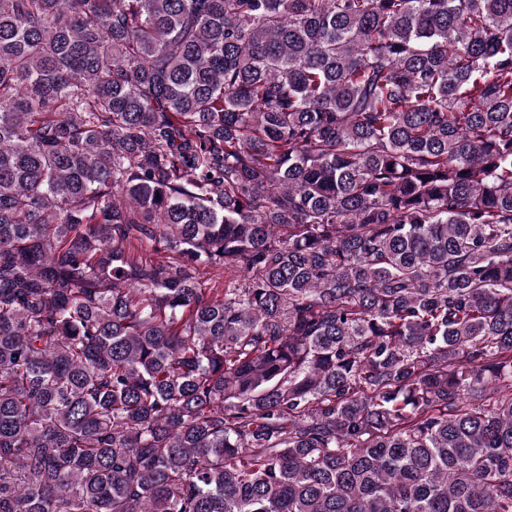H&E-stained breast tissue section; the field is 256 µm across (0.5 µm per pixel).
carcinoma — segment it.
<instances>
[{
    "label": "carcinoma",
    "mask_w": 512,
    "mask_h": 512,
    "mask_svg": "<svg viewBox=\"0 0 512 512\" xmlns=\"http://www.w3.org/2000/svg\"><path fill=\"white\" fill-rule=\"evenodd\" d=\"M0 512H512V0H0Z\"/></svg>",
    "instance_id": "carcinoma-1"
}]
</instances>
